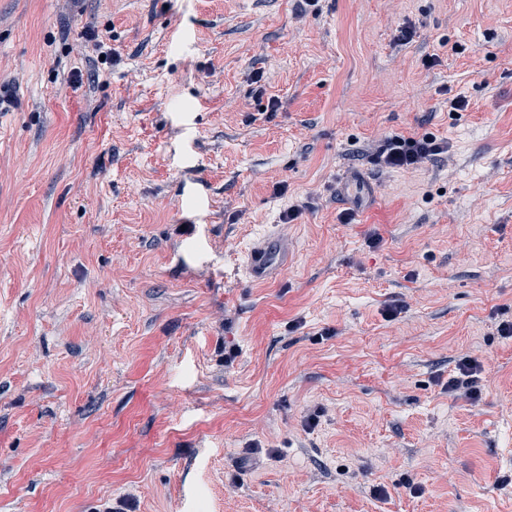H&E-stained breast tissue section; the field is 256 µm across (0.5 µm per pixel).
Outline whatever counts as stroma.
Listing matches in <instances>:
<instances>
[{"instance_id": "stroma-1", "label": "stroma", "mask_w": 512, "mask_h": 512, "mask_svg": "<svg viewBox=\"0 0 512 512\" xmlns=\"http://www.w3.org/2000/svg\"><path fill=\"white\" fill-rule=\"evenodd\" d=\"M0 84V512H512V0H0ZM448 152V142L438 140L431 133L414 137L392 136L378 145L374 159L387 168L414 169L433 156ZM273 241L270 237L259 238L249 248L245 269L252 281L263 280L272 273ZM457 369L460 377H453L448 380V392L457 394L462 391V396L469 400H475L480 396L478 389L479 375L483 372L482 363L471 356H464L458 360Z\"/></svg>"}]
</instances>
